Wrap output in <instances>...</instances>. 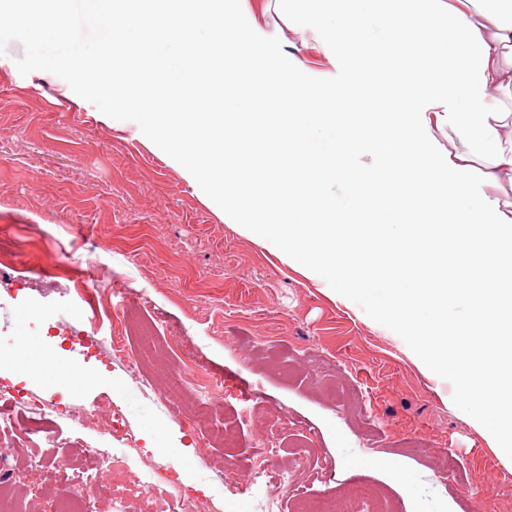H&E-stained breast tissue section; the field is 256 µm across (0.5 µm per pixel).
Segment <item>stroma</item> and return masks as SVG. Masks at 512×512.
<instances>
[{
	"label": "stroma",
	"mask_w": 512,
	"mask_h": 512,
	"mask_svg": "<svg viewBox=\"0 0 512 512\" xmlns=\"http://www.w3.org/2000/svg\"><path fill=\"white\" fill-rule=\"evenodd\" d=\"M256 19L308 70L325 68L322 54L311 41H296L283 17L271 11ZM109 78L105 69L86 75L70 60L44 67L11 11L0 12V236L9 245L0 262L7 274L26 277L24 297L0 299V376L21 367L29 392L121 406L153 464L175 468L184 487L214 495L215 512H256L255 503L213 487L212 477L220 469L246 478L266 451L275 414L283 423L277 462L312 496L338 500L344 488L370 484L397 512H471L459 493L464 484L485 512H512V461L472 425L457 363L428 375L383 324L333 299L330 283L308 278L284 253L224 223L217 203L203 199L133 123L105 121ZM309 141L324 156L327 190L339 199L349 188L344 168L377 163L334 143L325 128ZM382 201L375 193L361 215L340 209L327 221L340 235L355 223L377 227L379 248L389 251L403 235L383 225ZM107 249L131 257L132 274L119 267L112 274L126 280L130 313L155 326L154 341L129 337L130 352L153 344L163 351L159 373L192 359L224 382L227 397L215 404L174 387V406L217 429L254 408L240 421L235 447L195 437L119 363L77 356L94 375L82 394L72 375L48 371L68 346L54 321L93 320L100 335L109 333L108 296L87 301L75 286L94 271V254ZM45 271L61 276L66 297L43 296ZM60 441L57 449L0 440V454L20 470L13 493L21 512H40L68 486L69 473L57 464L64 451L105 491L92 512L119 505L167 512L165 492L144 493L137 468L117 479L99 467L90 449L107 447L105 436L67 430ZM445 451L452 458L443 468Z\"/></svg>",
	"instance_id": "obj_1"
}]
</instances>
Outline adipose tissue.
<instances>
[{"label":"adipose tissue","mask_w":512,"mask_h":512,"mask_svg":"<svg viewBox=\"0 0 512 512\" xmlns=\"http://www.w3.org/2000/svg\"><path fill=\"white\" fill-rule=\"evenodd\" d=\"M39 20L27 35L50 63L71 58L96 70L112 57L113 122L135 113L140 133L157 142L186 182L219 199L225 223L301 264L333 285L338 300L364 310L400 337L423 371L440 373L468 337L469 365L461 391L473 423L492 434L512 459V397L489 381L512 374V356L473 340L475 327L512 330V195L498 194L502 172H512V110L495 90L512 87V0H276L289 29L311 37L328 68L310 76L297 58L261 29L252 0H31ZM174 43L183 53L176 70L160 69L143 37ZM224 65L223 117L157 107L152 89L176 94L210 78ZM346 101L373 103L370 112L324 111L335 92ZM283 119H263L268 101ZM357 153L394 158L388 173L386 221L418 215L406 242L414 274L403 288L388 287L391 268L369 274L371 232L335 242L316 204L326 177L308 144L317 124ZM457 140L441 152L435 131ZM273 142L275 174L244 164L238 139ZM464 280L448 288L449 279Z\"/></svg>","instance_id":"obj_1"}]
</instances>
